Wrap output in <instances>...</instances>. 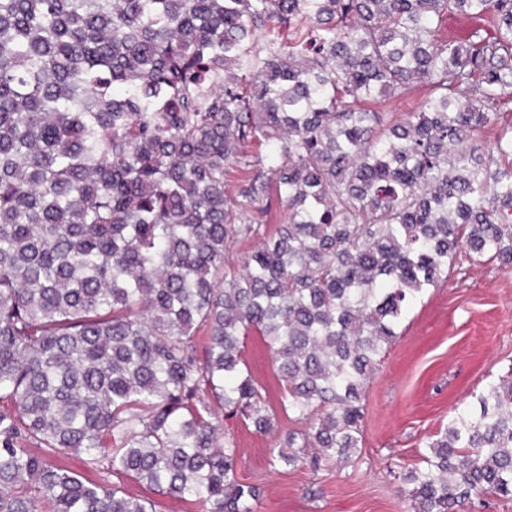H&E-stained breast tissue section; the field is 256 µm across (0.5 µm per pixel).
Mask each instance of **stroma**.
Wrapping results in <instances>:
<instances>
[{
  "label": "stroma",
  "instance_id": "1",
  "mask_svg": "<svg viewBox=\"0 0 512 512\" xmlns=\"http://www.w3.org/2000/svg\"><path fill=\"white\" fill-rule=\"evenodd\" d=\"M245 360L276 414L267 434L224 424L240 446L241 481L262 488L256 512H412L399 472L419 463L427 438L456 409L512 368V268L459 253L447 281L409 308L368 383L363 441L348 462L271 467L270 448L296 423L279 405L272 353L258 334L248 337Z\"/></svg>",
  "mask_w": 512,
  "mask_h": 512
}]
</instances>
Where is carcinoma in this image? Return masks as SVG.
I'll use <instances>...</instances> for the list:
<instances>
[{"label":"carcinoma","mask_w":512,"mask_h":512,"mask_svg":"<svg viewBox=\"0 0 512 512\" xmlns=\"http://www.w3.org/2000/svg\"><path fill=\"white\" fill-rule=\"evenodd\" d=\"M511 108L512 0H0V512H153L109 474L255 512L218 444L275 426L253 332L271 461H348L408 307L463 245L512 266ZM425 447L413 512L512 498V368ZM434 92L435 90L428 83L421 82L414 86L408 98L403 102L389 100L383 104H371L368 106L381 112H396L400 116L404 112L415 110L421 103L431 97Z\"/></svg>","instance_id":"cac0c4a2"}]
</instances>
